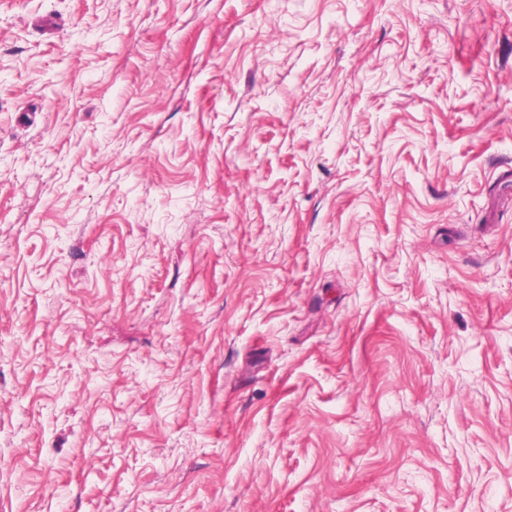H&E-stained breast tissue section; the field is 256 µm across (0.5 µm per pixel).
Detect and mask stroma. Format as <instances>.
<instances>
[{"instance_id":"1","label":"stroma","mask_w":512,"mask_h":512,"mask_svg":"<svg viewBox=\"0 0 512 512\" xmlns=\"http://www.w3.org/2000/svg\"><path fill=\"white\" fill-rule=\"evenodd\" d=\"M0 512H512V0H0Z\"/></svg>"}]
</instances>
